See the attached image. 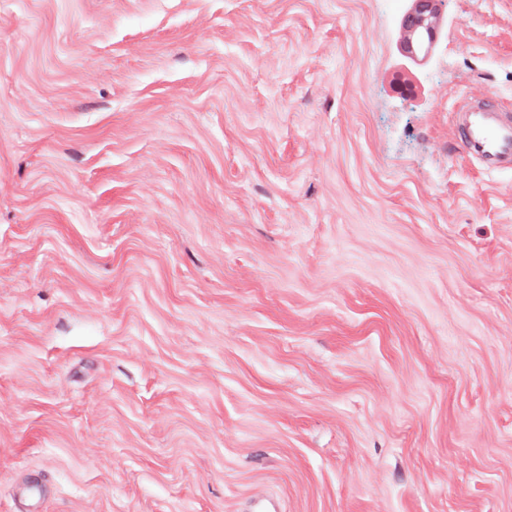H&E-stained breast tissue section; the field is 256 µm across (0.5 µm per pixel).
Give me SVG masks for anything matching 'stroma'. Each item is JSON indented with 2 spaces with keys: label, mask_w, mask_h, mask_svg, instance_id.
Segmentation results:
<instances>
[{
  "label": "stroma",
  "mask_w": 512,
  "mask_h": 512,
  "mask_svg": "<svg viewBox=\"0 0 512 512\" xmlns=\"http://www.w3.org/2000/svg\"><path fill=\"white\" fill-rule=\"evenodd\" d=\"M0 0V512H512V0ZM404 15L415 16V24L410 27L400 24V36L398 50L406 59L416 63L424 64L429 57V49L434 44L442 29V16L439 11L437 0H412ZM424 30V31H422ZM431 37L428 50L421 56L417 51V42L423 34ZM462 150L489 171L512 169V114L494 98H463L453 108Z\"/></svg>",
  "instance_id": "1"
}]
</instances>
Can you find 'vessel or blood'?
<instances>
[{
    "instance_id": "vessel-or-blood-1",
    "label": "vessel or blood",
    "mask_w": 512,
    "mask_h": 512,
    "mask_svg": "<svg viewBox=\"0 0 512 512\" xmlns=\"http://www.w3.org/2000/svg\"><path fill=\"white\" fill-rule=\"evenodd\" d=\"M454 112L464 153L487 170H511L512 110L493 98H464Z\"/></svg>"
}]
</instances>
